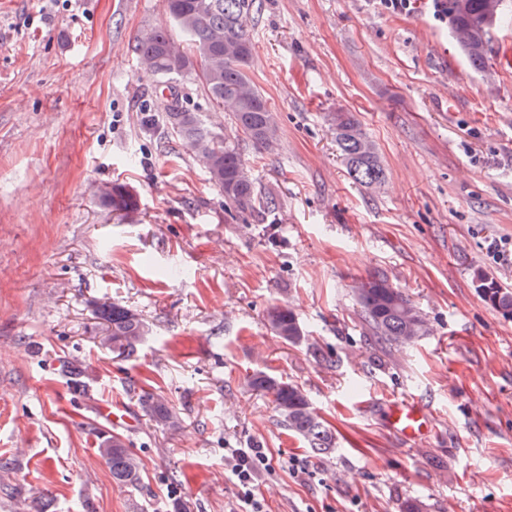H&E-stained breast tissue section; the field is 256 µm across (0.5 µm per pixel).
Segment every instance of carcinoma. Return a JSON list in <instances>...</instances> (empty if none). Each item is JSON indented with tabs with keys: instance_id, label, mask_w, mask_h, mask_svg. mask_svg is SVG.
I'll use <instances>...</instances> for the list:
<instances>
[{
	"instance_id": "cac0c4a2",
	"label": "carcinoma",
	"mask_w": 512,
	"mask_h": 512,
	"mask_svg": "<svg viewBox=\"0 0 512 512\" xmlns=\"http://www.w3.org/2000/svg\"><path fill=\"white\" fill-rule=\"evenodd\" d=\"M448 0V15L456 40L470 66L481 71L487 61V33L500 15L488 16L487 0H466V7H456ZM174 27L188 37L192 51H187L172 31L155 27L143 31L136 45L140 67L148 76L180 78L199 71L214 105L223 110L235 127L260 149H271L279 140V127L267 100L248 74L255 42L247 20L258 14L263 0H165ZM164 123L179 140L190 144L205 165L209 182L224 193L227 206L264 216L278 207L277 200L257 188L239 144L218 136L205 124L198 112L174 105L163 117ZM336 144L354 181L376 185L384 180V170L375 147L351 112L334 116ZM104 206L130 214L138 209V199L124 185L114 184L101 195ZM483 287L480 297L506 319H512V290L493 279L478 276ZM355 293L368 334L390 345L411 344L430 333L425 317L401 290L391 287L381 277L360 282ZM98 316L108 324L112 353L133 355L149 327L140 316L119 303L103 304ZM272 332L296 345L306 336L294 309L287 303L276 304L267 312ZM249 386L270 398L288 429L302 436L311 450L323 454L333 446L328 426L313 411L304 391L262 372L254 373ZM146 407L156 424L179 427L177 413L161 397H147ZM97 456L109 468L112 481L120 486H134L139 480L141 463L119 437L103 436Z\"/></svg>"
}]
</instances>
